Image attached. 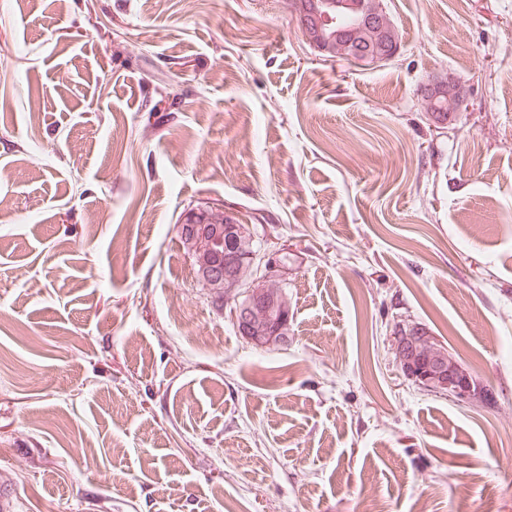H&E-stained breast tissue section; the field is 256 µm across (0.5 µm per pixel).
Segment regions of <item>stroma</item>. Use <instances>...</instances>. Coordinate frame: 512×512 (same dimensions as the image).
<instances>
[{"label": "stroma", "instance_id": "1", "mask_svg": "<svg viewBox=\"0 0 512 512\" xmlns=\"http://www.w3.org/2000/svg\"><path fill=\"white\" fill-rule=\"evenodd\" d=\"M383 3L373 68L289 0H0L16 512H512V0ZM216 203L287 254V345L198 280L181 219ZM412 323L480 397L404 378ZM391 38H395L398 43V35L387 17L382 16V25L379 31L357 36L355 41H359L357 48L370 52L374 51L381 44L390 42ZM447 85H448V94H447ZM428 90L430 93L433 94L434 99H440L443 97H448V100L444 99L445 102H433L431 96L429 95L426 87L424 90H422V99L425 104V110L426 112H429L432 108H434L435 105L444 106L445 112H438L439 116L443 114V117L445 120L448 119V122L450 121V113L455 106H457L461 101L456 100H449L453 95L456 96H463L464 90L454 81L452 77L448 76V79H432L430 83L428 84ZM434 113V112H429ZM249 294L252 296V299L243 303L237 302L236 306L231 308L229 315L235 322L236 326L240 328L243 334L252 343L257 344L260 347H266L271 344V339L266 342L267 336H252V333H254L252 306L255 300H257V294L254 290H251ZM238 333L243 337V334H241L239 330Z\"/></svg>", "mask_w": 512, "mask_h": 512}]
</instances>
